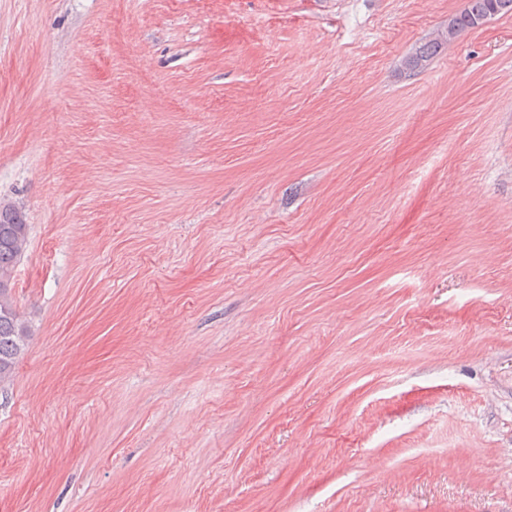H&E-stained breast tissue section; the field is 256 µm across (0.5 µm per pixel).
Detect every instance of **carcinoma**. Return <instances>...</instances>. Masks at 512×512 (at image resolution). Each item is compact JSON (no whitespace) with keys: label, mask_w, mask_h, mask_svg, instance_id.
I'll use <instances>...</instances> for the list:
<instances>
[{"label":"carcinoma","mask_w":512,"mask_h":512,"mask_svg":"<svg viewBox=\"0 0 512 512\" xmlns=\"http://www.w3.org/2000/svg\"><path fill=\"white\" fill-rule=\"evenodd\" d=\"M499 5V13H512V0H465L463 9L448 21V26L459 35L474 28L475 19L492 6ZM448 43V38L437 35L418 45L405 56L402 70L411 77L424 69ZM31 225L26 211L6 200L0 201V283L11 280L5 288L0 287V383L7 382L27 346L28 326L21 319L14 304V271L24 256Z\"/></svg>","instance_id":"carcinoma-1"}]
</instances>
